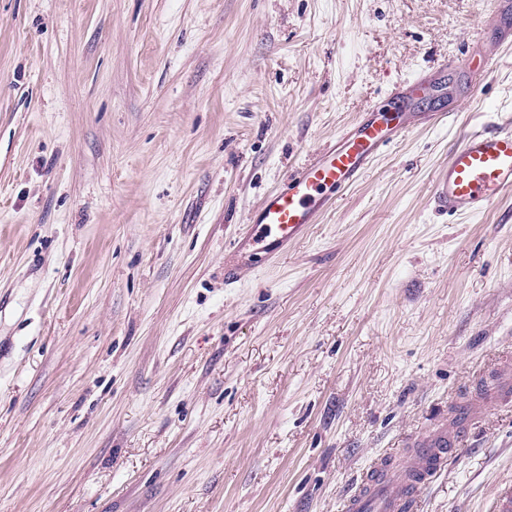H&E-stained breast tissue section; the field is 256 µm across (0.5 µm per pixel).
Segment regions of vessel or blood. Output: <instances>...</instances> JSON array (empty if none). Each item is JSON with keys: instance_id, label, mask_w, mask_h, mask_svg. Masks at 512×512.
<instances>
[{"instance_id": "vessel-or-blood-1", "label": "vessel or blood", "mask_w": 512, "mask_h": 512, "mask_svg": "<svg viewBox=\"0 0 512 512\" xmlns=\"http://www.w3.org/2000/svg\"><path fill=\"white\" fill-rule=\"evenodd\" d=\"M495 27L498 42L512 38V0H497ZM465 70V61L452 57L435 70L397 83L382 103L289 173L260 200L250 224L225 251V285L237 283L245 269L280 255L319 223L335 197L420 116L414 110L415 103L436 98L448 75ZM420 117L432 125L448 120L442 110ZM511 194L512 116L464 135L437 177L434 202L453 213L477 215ZM484 412V407H469L431 434L416 439L406 464H398L391 457L374 462V480L344 497L341 512H415L417 500L409 489V473H418L422 483H429L441 470L453 444Z\"/></svg>"}]
</instances>
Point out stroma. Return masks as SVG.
Masks as SVG:
<instances>
[{
    "label": "stroma",
    "mask_w": 512,
    "mask_h": 512,
    "mask_svg": "<svg viewBox=\"0 0 512 512\" xmlns=\"http://www.w3.org/2000/svg\"><path fill=\"white\" fill-rule=\"evenodd\" d=\"M494 0H0V512H337L512 354V196L436 210L512 115ZM417 123L270 264L262 197L445 59ZM418 512H512V402Z\"/></svg>",
    "instance_id": "1"
}]
</instances>
